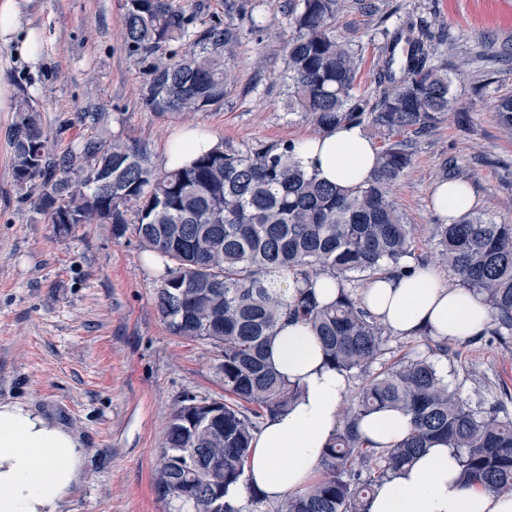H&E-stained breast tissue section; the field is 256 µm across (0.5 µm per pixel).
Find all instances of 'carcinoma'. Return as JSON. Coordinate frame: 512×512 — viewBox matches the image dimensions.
<instances>
[{
	"label": "carcinoma",
	"instance_id": "obj_1",
	"mask_svg": "<svg viewBox=\"0 0 512 512\" xmlns=\"http://www.w3.org/2000/svg\"><path fill=\"white\" fill-rule=\"evenodd\" d=\"M336 5L287 0L281 80L288 111L309 119L316 134L354 124L382 139L376 170L359 187H337L307 172L293 140L221 142L158 172L136 142L90 137L56 162L40 109L28 97L18 104L11 136L16 185L41 182L37 210L52 224L107 222L118 237L132 224L141 245L170 262L156 293L169 331L217 350L224 421L190 422V396L182 397L155 461L156 490L178 501V512H212L213 489L224 493L245 483L257 420L287 410L299 396V386L267 360L288 316L310 325L328 365L367 378L323 450L318 479L282 498L276 512H366L384 478L438 441L458 456L465 483L512 496V418L496 407H472L444 380L431 355L448 354L447 345L367 373L390 353L392 336L361 306L359 290L379 275L409 272V258L427 265L391 188L411 163L406 136L434 128L452 108V78L428 28L408 18L382 31L377 94H356L360 54L336 35ZM121 39L146 63L142 103L150 111L224 105L240 44L230 22L200 27L195 14L172 0H125ZM495 109L512 127V95L500 96ZM430 240L451 274L448 286L470 291L487 307L488 344L511 348L512 224L472 210L454 224L432 225ZM275 273L306 287L289 300L271 278ZM320 274L339 283L328 305L312 291ZM384 409L410 416L412 429L399 444L377 450L361 438L358 423Z\"/></svg>",
	"mask_w": 512,
	"mask_h": 512
}]
</instances>
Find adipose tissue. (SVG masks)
<instances>
[{"instance_id":"ef3b65f1","label":"adipose tissue","mask_w":512,"mask_h":512,"mask_svg":"<svg viewBox=\"0 0 512 512\" xmlns=\"http://www.w3.org/2000/svg\"><path fill=\"white\" fill-rule=\"evenodd\" d=\"M217 144L209 133L185 129L169 141L168 166L189 163ZM378 149L362 127L343 125L324 137L303 139L297 158L320 180L343 188L364 184ZM474 197L467 183L438 184L433 209L445 222L468 212ZM362 306L397 336L429 333L434 339L470 337L486 327L489 313L469 291L442 283L432 268L401 277H380L359 292ZM275 370L301 388L288 411L267 418L253 441L247 485H232L226 497L239 501L247 489L268 500L303 490L319 471L322 451L339 427L348 395L344 374L326 364L311 328L280 323L269 348ZM361 437L375 448L391 447L410 432L407 415L377 411L362 419ZM84 467L76 434L18 402H0V512H62ZM454 451L437 443L371 495L367 512H512V497L497 496L459 480Z\"/></svg>"}]
</instances>
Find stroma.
Returning a JSON list of instances; mask_svg holds the SVG:
<instances>
[{
    "mask_svg": "<svg viewBox=\"0 0 512 512\" xmlns=\"http://www.w3.org/2000/svg\"><path fill=\"white\" fill-rule=\"evenodd\" d=\"M264 21L252 30L233 16L239 61L223 106L193 115L157 114L142 93L145 66L120 37L125 0H19L22 31L37 30L38 64L18 43L0 44V84L11 91L0 111V401L19 402L75 431L85 467L65 512H175L160 498L153 470L167 421L184 395L220 399L224 383L209 345L172 335L157 305L163 268L145 265L133 231L109 224L61 232L36 210L40 183L16 185L9 133L25 97L41 110L47 149L62 156L98 135L135 139L156 170L168 141L194 127L241 145L298 140L310 122L288 113L272 80L283 67L280 36L288 29L285 0H252ZM337 31L358 46L357 90L375 92L380 32L398 18L423 19L439 55L454 67V109L414 138L412 162L392 198L415 227L416 251L431 253L439 218L431 200L441 167L469 184L476 210L512 222V130L498 123L497 96L512 91V61L488 69L484 42L512 41V0H338ZM94 108L105 119L79 122ZM469 115L459 129L457 113ZM448 380L462 397L512 416V351L478 339L448 341Z\"/></svg>",
    "mask_w": 512,
    "mask_h": 512,
    "instance_id": "stroma-1",
    "label": "stroma"
}]
</instances>
